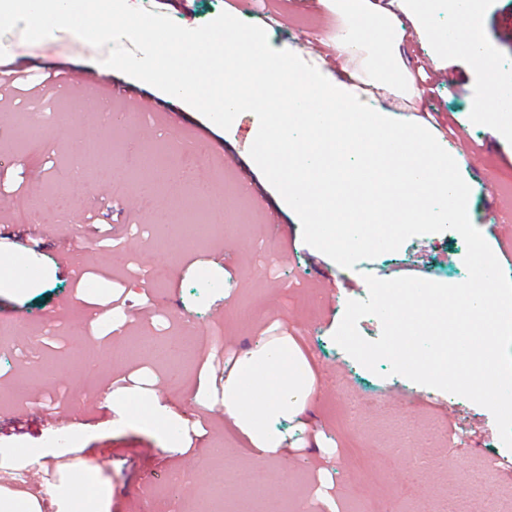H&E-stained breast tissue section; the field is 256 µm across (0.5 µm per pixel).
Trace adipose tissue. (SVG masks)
Here are the masks:
<instances>
[{
    "label": "adipose tissue",
    "instance_id": "1",
    "mask_svg": "<svg viewBox=\"0 0 512 512\" xmlns=\"http://www.w3.org/2000/svg\"><path fill=\"white\" fill-rule=\"evenodd\" d=\"M337 15L358 20V27L338 29L332 38L337 56L351 57L364 43L378 50L367 66L374 88L394 94L415 92L406 78L399 45L403 32L395 16L385 8L372 7L369 0H333ZM483 78L489 102H477V117L498 124L512 134V105L504 96L505 82L498 69L485 67ZM314 388L313 372L297 345L288 338L278 339L275 348L246 352L224 379V412L245 435L253 451L261 457H274L283 451L284 434L277 422L301 413ZM56 499L59 512H110V494L99 490L53 486L47 498Z\"/></svg>",
    "mask_w": 512,
    "mask_h": 512
}]
</instances>
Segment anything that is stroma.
I'll use <instances>...</instances> for the list:
<instances>
[{
  "label": "stroma",
  "mask_w": 512,
  "mask_h": 512,
  "mask_svg": "<svg viewBox=\"0 0 512 512\" xmlns=\"http://www.w3.org/2000/svg\"><path fill=\"white\" fill-rule=\"evenodd\" d=\"M146 9L196 28L221 12L263 26L270 45L317 62L330 82L361 85L360 59L332 63L341 21L329 0H146ZM318 32L308 35L306 25ZM401 55L419 92L383 91L374 104L418 123L467 153L472 222L512 278V140L477 122L480 62L435 58L402 19ZM478 34L512 76V0H482ZM0 65L36 80L66 72L52 105L0 109V485L43 495L51 479L94 468L111 512H434L445 474L457 477L449 507L485 512L512 497V450L492 413L466 398L389 372L370 371L333 339L347 301L367 297L362 271L338 266L306 244L297 214L252 160L259 121L250 112L222 129L184 101L102 63L103 51L33 52L20 30L0 37ZM101 83L86 80L87 72ZM118 104L124 120L104 122ZM99 134L98 169L70 178L89 130ZM110 224H89V212ZM495 212L497 223L486 222ZM82 255L90 292L71 273ZM466 244L453 230L409 238L377 256L373 274L415 267L422 279L466 280ZM116 309L103 311L108 299ZM55 337L33 344L47 325ZM291 338L315 384L306 410L283 420L285 454L261 458L224 413L217 360ZM155 389L175 415L174 432L125 414L112 393ZM64 399L83 425H54L46 406ZM224 446L223 454L213 449ZM45 456L15 471L10 448ZM266 467L273 486L245 473ZM190 481L171 495L167 473Z\"/></svg>",
  "instance_id": "35a3bbf8"
}]
</instances>
